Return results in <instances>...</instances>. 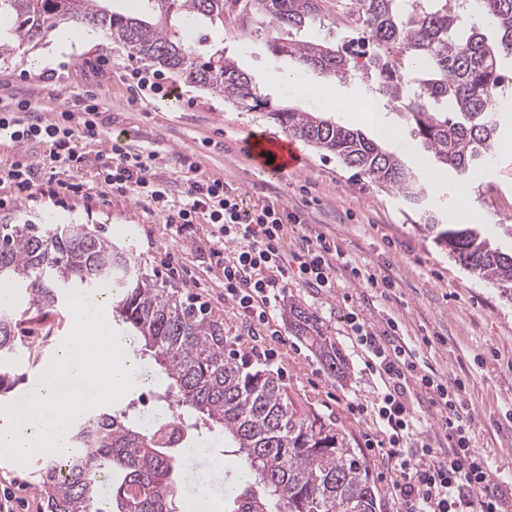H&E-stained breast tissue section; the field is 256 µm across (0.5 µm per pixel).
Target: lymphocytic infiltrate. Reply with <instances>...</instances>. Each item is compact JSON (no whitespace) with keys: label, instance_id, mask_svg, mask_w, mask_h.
<instances>
[{"label":"lymphocytic infiltrate","instance_id":"lymphocytic-infiltrate-1","mask_svg":"<svg viewBox=\"0 0 512 512\" xmlns=\"http://www.w3.org/2000/svg\"><path fill=\"white\" fill-rule=\"evenodd\" d=\"M33 144L43 149L38 165L15 162L0 171V183L15 195H30L42 183L45 171L81 170L96 166L103 183L121 193L146 199L165 214L167 223L193 224L206 218L211 226V256L224 275V295L250 322L269 323V294L298 280L314 288H333L337 271L350 272L367 288L390 287L389 279L353 265L346 250L318 233L303 238L296 250L284 245L285 228L301 223L300 213L279 203L243 208L236 188L221 179L197 177L189 157L179 159L187 175L179 203H172L169 185L155 172L158 152L124 139H105L96 103L81 111L63 112L60 121L44 122L20 103L0 102V140ZM97 145L94 156L76 152L73 141ZM353 335L367 356V366L381 380L373 404L378 437L367 440L396 461L400 478L393 484L401 512H505L506 493L501 480L481 452L471 446L473 419L461 399V382L447 384L433 374L419 372L414 352L397 345V323L375 333L357 314H349ZM416 381L429 396L449 443L446 455L428 459L406 454L408 444L422 433V422L408 399V383Z\"/></svg>","mask_w":512,"mask_h":512}]
</instances>
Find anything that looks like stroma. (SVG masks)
<instances>
[{
    "label": "stroma",
    "mask_w": 512,
    "mask_h": 512,
    "mask_svg": "<svg viewBox=\"0 0 512 512\" xmlns=\"http://www.w3.org/2000/svg\"><path fill=\"white\" fill-rule=\"evenodd\" d=\"M321 8L323 20L308 23L300 38L342 49L340 16L348 10L347 0H322ZM266 41L262 33L245 37L232 26L224 28L226 55L251 76L272 104L317 112L370 133L366 122L347 118L339 107L320 97L298 99L284 94L271 77L297 73L310 84H327L343 97L369 94V82L358 75L341 81L326 78L302 68L294 59L272 56ZM35 55V50L23 45L0 56V96L27 102L47 122L59 113L77 111L86 98H95L107 133L133 130L134 143L149 144L158 151L157 174L173 190H180L184 180L174 157H191L199 177H221L233 184L244 207L276 201L302 211L304 223L287 227V248H294L303 236L320 232L337 240L358 266L392 281V288L383 292L361 288L346 271L337 274V286L331 291L289 281L287 288L270 297L271 326L280 335L265 341L271 352L265 368L278 372L300 402L332 416L353 438L376 485L381 512H399L392 489L397 472L393 463L366 446L370 417L348 409L352 401L371 403L379 384L366 369L347 325L346 315L352 310L378 332L386 329L388 320H395L401 344L417 353L422 367L431 368L442 381L463 383V399L474 419L472 446L488 457L502 480L512 479V296L467 271L425 228L432 216L443 224L466 223V216L456 209L457 196L463 192L484 214V237L493 246L511 250V174L494 162L471 180L448 171L438 187L428 190L424 207L417 208L356 174L335 156L324 155L302 141L298 147L306 157L303 165L280 178L258 175L244 155L247 133L287 136L263 113L244 111L167 72L162 82L178 87L179 97L171 100L142 93L131 74L136 70L154 73V66L131 57L109 40L88 38L61 50L50 65L38 69L31 65ZM62 178L80 184V191L54 194L43 185L27 199L15 196L9 184L1 183L0 222L39 218L50 224L95 227L99 235L140 264L144 273L178 288L221 321L232 348L251 352L252 329L225 299L222 272L209 260V224L202 220L182 228L168 224L163 214L133 194L104 187L89 168L63 173ZM292 304L317 316L344 360L345 379L328 375L309 346L292 331L287 319ZM72 326V314L65 306L43 324H20L19 335L41 356L34 364L21 362L18 373L29 379L40 375ZM140 376L113 408L147 428L168 413L165 402L144 397L164 379L148 358ZM192 445L193 452L183 455V466L195 479L182 484L176 512H191L198 486H208L220 495L236 474L234 465L216 462L224 452V440L216 432L201 430L193 435ZM41 463L38 456L26 466L0 459V500H6L9 512H40L36 485Z\"/></svg>",
    "instance_id": "35a3bbf8"
}]
</instances>
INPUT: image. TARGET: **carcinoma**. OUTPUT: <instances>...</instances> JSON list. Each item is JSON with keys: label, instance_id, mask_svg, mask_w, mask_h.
I'll use <instances>...</instances> for the list:
<instances>
[{"label": "carcinoma", "instance_id": "cac0c4a2", "mask_svg": "<svg viewBox=\"0 0 512 512\" xmlns=\"http://www.w3.org/2000/svg\"><path fill=\"white\" fill-rule=\"evenodd\" d=\"M103 0H0V22L10 35L35 48L51 32L100 28L139 59L224 96L246 111H259L372 182L417 204L415 173L397 155L360 131L312 112L271 102L224 49L184 42L191 23L224 30V17L246 34L257 17L266 24L269 50L339 79L352 76L346 55L294 37L309 21L322 20L320 0H145L153 21L112 12ZM351 23L369 35L367 67L373 87L404 105L411 136L428 153L430 167L472 177L496 157L505 119L492 105L512 57V0H351ZM435 240L477 277L512 291V252L493 248L475 227L429 224ZM103 281L116 288V313L143 355L167 377L162 396L169 418L183 431L201 424L224 436L246 476L225 512H379L368 466L346 432L328 417L298 403L279 375L226 352L224 324L184 301L179 291L141 272L129 255L87 224H0V285L29 298L43 318L67 293L92 290ZM288 319L307 337L328 374L341 376L336 346L315 315L299 306ZM14 307L0 308V396L19 378L12 362L21 337ZM74 422L65 457L43 462L39 487L43 512H175L183 481L179 453L157 427L143 429L125 413H107L94 428ZM112 483L104 501L99 482Z\"/></svg>", "mask_w": 512, "mask_h": 512}]
</instances>
